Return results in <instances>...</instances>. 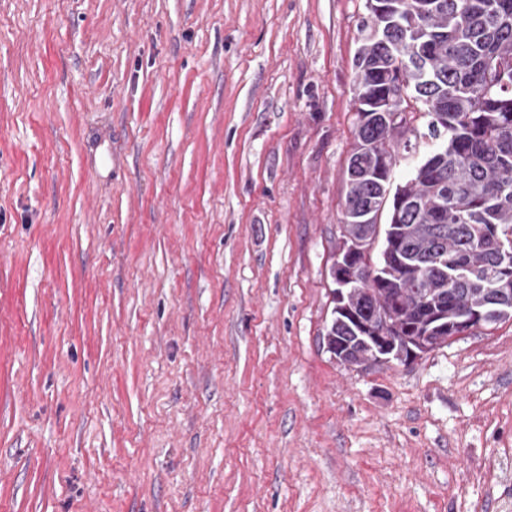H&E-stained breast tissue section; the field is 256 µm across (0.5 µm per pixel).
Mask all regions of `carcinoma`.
Returning a JSON list of instances; mask_svg holds the SVG:
<instances>
[{
  "mask_svg": "<svg viewBox=\"0 0 512 512\" xmlns=\"http://www.w3.org/2000/svg\"><path fill=\"white\" fill-rule=\"evenodd\" d=\"M357 69L356 143L347 166L342 237L360 257L384 236L364 287L348 299L371 320L393 315L394 336L427 333L425 311L447 318V338L472 315L512 319V0H365ZM421 111L430 146L412 177L392 185L398 136ZM389 209V222L378 220ZM473 270L454 279L456 266ZM329 351L365 348L337 310Z\"/></svg>",
  "mask_w": 512,
  "mask_h": 512,
  "instance_id": "carcinoma-1",
  "label": "carcinoma"
}]
</instances>
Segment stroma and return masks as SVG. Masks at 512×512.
Returning <instances> with one entry per match:
<instances>
[{
	"instance_id": "stroma-1",
	"label": "stroma",
	"mask_w": 512,
	"mask_h": 512,
	"mask_svg": "<svg viewBox=\"0 0 512 512\" xmlns=\"http://www.w3.org/2000/svg\"><path fill=\"white\" fill-rule=\"evenodd\" d=\"M365 0H0V512H512V320L323 341Z\"/></svg>"
}]
</instances>
